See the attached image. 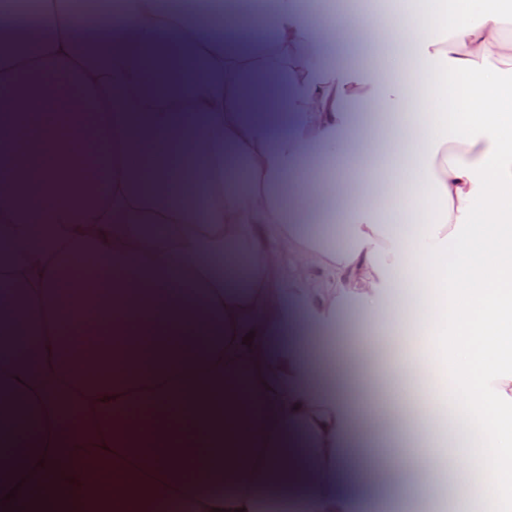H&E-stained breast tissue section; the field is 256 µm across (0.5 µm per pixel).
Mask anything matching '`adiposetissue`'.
I'll use <instances>...</instances> for the list:
<instances>
[{
    "mask_svg": "<svg viewBox=\"0 0 512 512\" xmlns=\"http://www.w3.org/2000/svg\"><path fill=\"white\" fill-rule=\"evenodd\" d=\"M406 7L420 28L391 70L337 64L332 12L299 0L205 26L159 0H49L38 52L0 46V457L29 450L0 512L408 501L404 463L342 484L364 403L348 327L368 323L408 325L399 366L430 368L381 420L418 439L419 474L453 455L479 480L448 512H512V77H488L512 41L491 0ZM103 87L111 111L75 108Z\"/></svg>",
    "mask_w": 512,
    "mask_h": 512,
    "instance_id": "1",
    "label": "adipose tissue"
}]
</instances>
